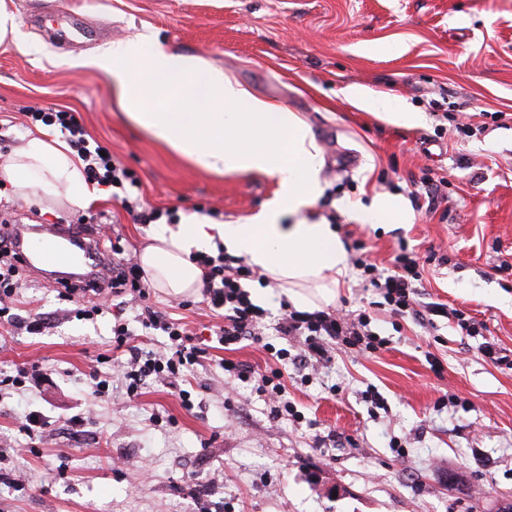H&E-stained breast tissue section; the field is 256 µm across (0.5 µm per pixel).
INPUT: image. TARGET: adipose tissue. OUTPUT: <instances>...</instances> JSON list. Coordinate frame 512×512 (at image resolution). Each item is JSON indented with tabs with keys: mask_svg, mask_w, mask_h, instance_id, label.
<instances>
[{
	"mask_svg": "<svg viewBox=\"0 0 512 512\" xmlns=\"http://www.w3.org/2000/svg\"><path fill=\"white\" fill-rule=\"evenodd\" d=\"M83 64L111 83L133 125L196 167L215 174L259 172L279 183L273 204L246 221L212 224L192 214L175 232L156 231L140 254L154 287L174 297L196 294L203 270L192 256L220 243L280 283L295 308L335 302L347 255L335 227L300 217L322 187L319 149L298 115L253 96L223 68L148 36L104 45ZM0 181L24 196L63 197L77 209L102 194L87 181L82 161L41 130L27 134L0 165ZM287 214L296 223H282Z\"/></svg>",
	"mask_w": 512,
	"mask_h": 512,
	"instance_id": "adipose-tissue-1",
	"label": "adipose tissue"
}]
</instances>
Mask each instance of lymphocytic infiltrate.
<instances>
[{"mask_svg":"<svg viewBox=\"0 0 512 512\" xmlns=\"http://www.w3.org/2000/svg\"><path fill=\"white\" fill-rule=\"evenodd\" d=\"M32 121L58 130L68 146L84 164L87 178L100 185L119 191L121 205L139 224H155L164 211L158 207L136 209L133 199L140 182L114 156H102L100 144L88 138L75 113L64 110L31 113ZM99 240L109 242L114 256L112 275L107 284L96 288L75 290L69 284L58 288L59 301L71 304L75 316L85 320L102 314L109 299L121 298L138 307L137 319L145 331H158L167 336L168 350L156 356L143 351L133 343V332L123 319H116L112 327V349L126 353L121 368L128 382V394H137L147 380L155 379L169 386H177L186 370L202 364L209 356L207 347L198 343L186 324L167 317L149 303V291L144 283V272L134 257L128 256L122 236L111 233L108 224L98 225ZM22 256L8 239L0 240V321L23 327L28 333L39 334L46 328L42 315L25 319L12 311L21 288L19 266ZM195 261L203 270V295L211 310L217 313L218 323L211 334L218 344L232 348L242 341L258 344L263 340L267 309L253 302L245 281L256 278V271L244 259L217 250L199 253ZM356 266L372 288L378 292L382 305L392 316L409 318L423 326H433L435 318L456 320L466 335H479L481 323L466 316L461 310L444 304L422 303L419 286L422 273L418 255L407 244H399L390 264L378 268L369 258L356 259ZM374 314L369 310L350 313L343 309L299 311L282 304L281 317L276 324L277 335L302 339L304 356L312 366L331 362L333 354L347 349L366 355L385 347L384 338L372 331ZM273 366L256 371L250 366L225 361L224 373L230 384H252L256 393L270 406L271 419L289 416L300 419V412L288 399L285 383L288 351L281 348L272 352Z\"/></svg>","mask_w":512,"mask_h":512,"instance_id":"f902f5d3","label":"lymphocytic infiltrate"}]
</instances>
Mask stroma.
Wrapping results in <instances>:
<instances>
[{"instance_id": "obj_1", "label": "stroma", "mask_w": 512, "mask_h": 512, "mask_svg": "<svg viewBox=\"0 0 512 512\" xmlns=\"http://www.w3.org/2000/svg\"><path fill=\"white\" fill-rule=\"evenodd\" d=\"M14 2L34 51L0 46V157L21 147L28 111L63 109L134 172L151 206L181 218L216 208L224 224L270 206L276 179L200 170L135 127L98 72L68 64L110 41L156 35L309 125L324 193L303 215L335 214L348 257L362 242L385 264L406 242L427 260L423 301L460 309L485 329L469 336L443 318L425 329L378 310L387 348L337 353L306 376L289 367L288 398L304 419L272 423L249 386L224 397L225 359L268 362L255 344L211 349L186 373L189 411L160 382L128 396L119 371L96 395L85 371L92 356L112 352L111 311L68 316L54 279L25 268L18 312L43 313L49 325L40 335L0 327V374L33 362L43 374L29 390H0V512H494L512 500V369L479 352L488 340L512 356V0ZM351 85L426 121L389 123L348 99ZM443 113L477 136L438 132ZM446 173L448 197L429 208L415 183ZM377 196L400 202L406 221L347 216ZM9 214L66 225L104 216L135 255L156 230L133 223L108 193L73 209L5 184L0 218ZM150 298L192 329L209 322L202 295L186 307L156 288ZM370 386L386 409L365 402ZM35 409L49 425L29 432L25 416ZM75 414L84 424L69 425Z\"/></svg>"}]
</instances>
